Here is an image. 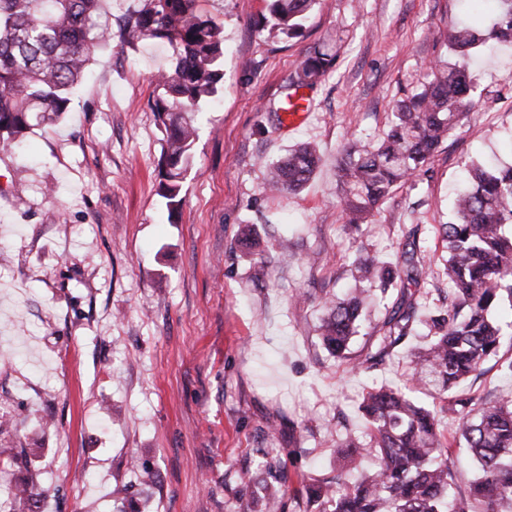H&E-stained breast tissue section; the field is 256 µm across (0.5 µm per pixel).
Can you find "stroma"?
<instances>
[{
    "mask_svg": "<svg viewBox=\"0 0 512 512\" xmlns=\"http://www.w3.org/2000/svg\"><path fill=\"white\" fill-rule=\"evenodd\" d=\"M203 7L224 28V79L194 116L177 223L158 194L166 43L112 37L69 111L34 126L23 153H0V414L12 421L0 498L38 475L45 492L27 512H254L271 447L290 486L333 477L337 436L369 439L364 394L404 384L423 339L354 374L320 342L322 299L344 295L357 255L396 262L406 225L441 263L465 164L512 160L501 43L471 62L483 94L469 121L366 226L349 224L338 160L350 141H380L464 0H319L294 39L258 28L265 0ZM316 46L336 65L307 90L303 121L284 125L286 81ZM304 142L321 156L308 184L266 195V164ZM485 369L462 392L512 396V374ZM138 467L155 475L149 491Z\"/></svg>",
    "mask_w": 512,
    "mask_h": 512,
    "instance_id": "obj_1",
    "label": "stroma"
}]
</instances>
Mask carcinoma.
<instances>
[{"instance_id":"1","label":"carcinoma","mask_w":512,"mask_h":512,"mask_svg":"<svg viewBox=\"0 0 512 512\" xmlns=\"http://www.w3.org/2000/svg\"><path fill=\"white\" fill-rule=\"evenodd\" d=\"M262 21L287 37L302 34V20L317 0H267ZM103 0H0V151L22 148L35 117L50 120L68 111L71 90L88 62L112 34L103 17ZM121 46L162 40L172 49L174 63L160 77L166 98L157 112L166 131L159 194L166 200L168 221L182 205V175L190 164L196 128L190 114L213 97L224 78V28L202 7V0H139L120 27ZM512 42V0H495L494 17L483 27L462 26L446 39L448 55L432 61L419 89L399 100L382 142H351L338 166L347 195L348 223H364L366 215L393 187L414 180L430 156L467 120L473 98L482 93L467 59L487 43ZM336 62L325 47L307 51L289 87L313 86ZM319 158L308 146L268 164L265 189L287 194L303 188ZM469 185L456 197L452 221L440 234L448 257L434 268L419 253L415 225L404 232L401 261L391 264L374 256L352 262L355 281L362 284L344 298L323 302L319 330L326 349L347 358V346L359 333L362 312L384 299L389 288L397 297L368 336L365 354L352 362L354 371L382 364L411 335L418 318L419 286L445 280L454 304L425 321L434 332L427 346L412 354L408 387H380L367 394L362 410L369 422V441L351 434L338 438L345 459L366 450L378 467L351 486L341 476L305 486L308 503L321 512H512V397L492 405L471 397L448 398V414L461 424V440L477 464L468 495L452 493L448 466L452 445L436 430L435 416L413 393L431 386L446 392L481 374L484 365L500 357L506 330L495 311L512 312V163L467 168ZM416 286L411 290L410 286ZM281 461L267 464L270 482L263 486L262 506L279 512L287 489L281 484ZM39 488L25 482L12 493V508L23 506Z\"/></svg>"}]
</instances>
